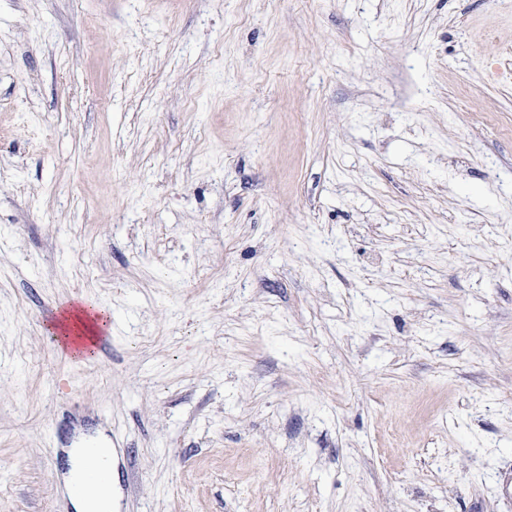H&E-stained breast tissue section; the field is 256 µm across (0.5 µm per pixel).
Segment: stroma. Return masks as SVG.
Returning <instances> with one entry per match:
<instances>
[{
	"instance_id": "obj_1",
	"label": "stroma",
	"mask_w": 512,
	"mask_h": 512,
	"mask_svg": "<svg viewBox=\"0 0 512 512\" xmlns=\"http://www.w3.org/2000/svg\"><path fill=\"white\" fill-rule=\"evenodd\" d=\"M101 435L115 512H512V0H0V512ZM61 318L47 327V332L52 336L60 347V343L66 342L73 344L71 352L74 355H81L92 349L93 339L97 333L105 326L104 311L98 306H83L76 311H67L66 314H60ZM73 335V336H71ZM103 340L101 332L97 336V343ZM82 343H90L89 346H82Z\"/></svg>"
}]
</instances>
